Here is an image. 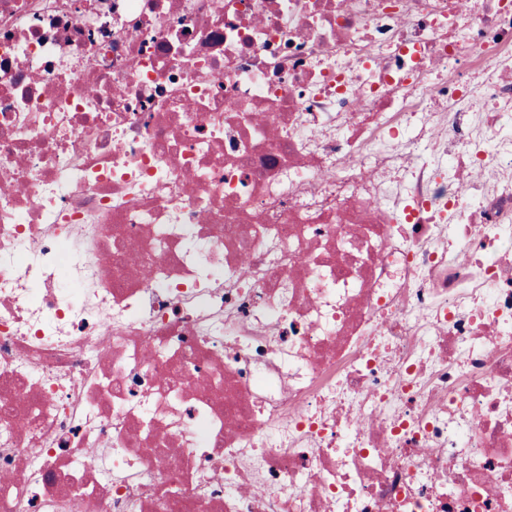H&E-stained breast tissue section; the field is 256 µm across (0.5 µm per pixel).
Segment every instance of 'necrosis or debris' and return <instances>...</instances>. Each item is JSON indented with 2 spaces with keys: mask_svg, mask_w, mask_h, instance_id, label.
<instances>
[{
  "mask_svg": "<svg viewBox=\"0 0 512 512\" xmlns=\"http://www.w3.org/2000/svg\"><path fill=\"white\" fill-rule=\"evenodd\" d=\"M0 512H512V0H0Z\"/></svg>",
  "mask_w": 512,
  "mask_h": 512,
  "instance_id": "obj_1",
  "label": "necrosis or debris"
}]
</instances>
